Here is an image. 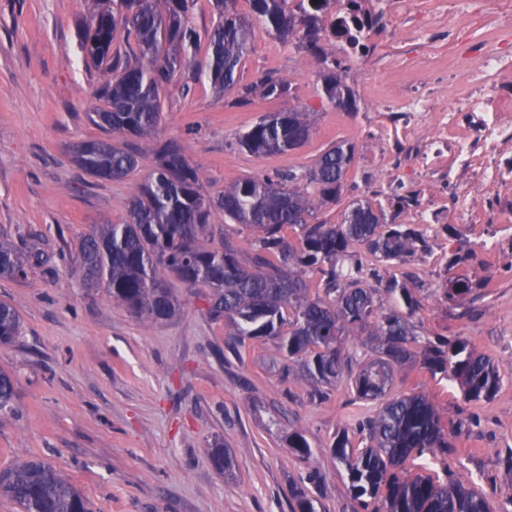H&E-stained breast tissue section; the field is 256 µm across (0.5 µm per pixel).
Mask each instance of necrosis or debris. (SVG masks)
Here are the masks:
<instances>
[{"mask_svg":"<svg viewBox=\"0 0 512 512\" xmlns=\"http://www.w3.org/2000/svg\"><path fill=\"white\" fill-rule=\"evenodd\" d=\"M386 25L406 46L434 31L444 11H408L406 0H385ZM497 24L486 39L463 42L453 56L418 64L374 57L392 80L374 97L386 133L375 157L395 156L418 184L455 190L460 215L491 200L496 221L512 223V0H498Z\"/></svg>","mask_w":512,"mask_h":512,"instance_id":"1","label":"necrosis or debris"}]
</instances>
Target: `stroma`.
<instances>
[{
  "instance_id": "35a3bbf8",
  "label": "stroma",
  "mask_w": 512,
  "mask_h": 512,
  "mask_svg": "<svg viewBox=\"0 0 512 512\" xmlns=\"http://www.w3.org/2000/svg\"><path fill=\"white\" fill-rule=\"evenodd\" d=\"M462 3L411 0L418 12L443 5L450 12L441 30L415 46V56L453 54ZM94 5L0 0V238L52 257L25 279H0V302L17 310L23 326L19 342L0 346V370L15 381L14 409L0 414V467L40 457L78 487L92 512H293L291 489L313 465L325 475L320 512H351L347 475L325 448L357 416L372 414L373 404L355 400L344 383L318 401L299 374L281 380L275 341L251 339L239 354L228 352L223 323L207 314L208 289L172 281L177 314L149 323L103 291L83 287L77 243L98 225L123 223L127 200L154 170L150 150L126 180H97L69 153L73 143L103 136L87 119L102 75L86 69L79 46V19ZM208 61L199 48L167 87L163 120L150 140L178 143L207 192L218 196L239 180L276 171L305 172L344 141L354 147L348 184L338 202L318 210L319 219L339 223L360 199L384 204L387 217L404 223V209L388 205L380 189L399 162L373 159L382 128L365 117L364 87L388 83L390 72L347 62L342 78L356 108L345 110L324 95L314 53L257 23L241 80L274 72L290 81L292 94L257 95L248 106L229 108L205 75ZM293 109L315 115L302 147L268 156L238 147L239 135L260 116ZM493 217L486 208L472 223L436 227L427 234L428 250L395 270L422 284L412 318L420 337L468 341L498 366L499 390L468 402L457 381L416 365L398 370L392 392L425 394L440 415L452 448L432 461L429 475L439 481L465 475L492 512H512V471L505 464L512 452V237H502L495 254L479 251L481 239L499 231ZM461 246L476 249L475 259L449 267ZM452 275H488L492 282L481 297L452 306L442 296ZM294 430L312 447L310 463L288 446ZM216 441L232 457L229 473L209 460Z\"/></svg>"
}]
</instances>
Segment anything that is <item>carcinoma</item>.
<instances>
[{
	"label": "carcinoma",
	"mask_w": 512,
	"mask_h": 512,
	"mask_svg": "<svg viewBox=\"0 0 512 512\" xmlns=\"http://www.w3.org/2000/svg\"><path fill=\"white\" fill-rule=\"evenodd\" d=\"M98 9L80 24V49L85 65L106 75L95 91L99 105L90 122L102 131L126 137L122 143L81 141L86 147L77 165L99 180L122 181L135 171L141 155L136 140L157 130L162 119V94L174 74L189 65V51L200 38L188 24L194 0H97ZM261 23L281 38L295 39L321 51L327 34L325 13L330 0H248ZM214 0L219 22L208 37L207 78L224 93H234L231 107L251 103L256 94L278 99L291 83L271 73L252 84H241L238 68L247 51L250 31L231 5ZM134 38L139 56L114 49L119 34ZM328 70L322 89L336 105H352L353 91L341 81L340 61L323 58ZM313 131L312 113L279 112L274 121L262 117L239 138V145L256 155L281 154L301 147ZM353 159V147L340 143L326 150L308 171L298 175L276 172L264 178L242 179L215 198L206 194L198 169L180 146L165 142L155 151V171L128 201L127 220L103 224L83 238L77 260L83 281L105 286L110 297L141 318L167 320L177 312L169 286L174 275L189 287L211 289L208 314L224 322L231 350L247 339L277 340L288 360L312 385L311 396L326 397L324 388L346 379L355 399L378 404L375 414L360 418L354 433L336 434L328 448L350 485L352 512H491L488 498L463 477L439 483L426 475L411 477L406 462L448 453L450 445L438 413L419 393L388 397L394 369L421 362L434 375L460 382L464 397L478 400L494 395L501 383L498 367L461 339L435 335L421 352L408 317L418 305L394 265L416 249L426 250L424 234L410 224H388L385 212L355 200L341 222H311L313 194L320 202L341 195ZM254 233L251 252L242 255L230 242L215 249L205 244L216 212ZM295 233L298 245L286 237ZM48 256L24 252L0 239V278L22 280ZM315 276L322 294L309 295L306 279ZM488 281L448 280L444 295L452 303L464 300ZM396 302L376 300L379 290ZM21 321L9 304L0 303V345L14 343ZM350 336H364L375 353L355 368L357 359L346 348ZM15 390L10 374L0 371V412L13 409ZM288 447L307 463L313 455L307 438L288 433ZM213 466L230 469V457L219 445L209 449ZM323 473L310 467L293 487L295 512H318L313 490ZM0 494L21 512H91L76 486L50 463L28 457L0 469Z\"/></svg>",
	"instance_id": "carcinoma-1"
}]
</instances>
